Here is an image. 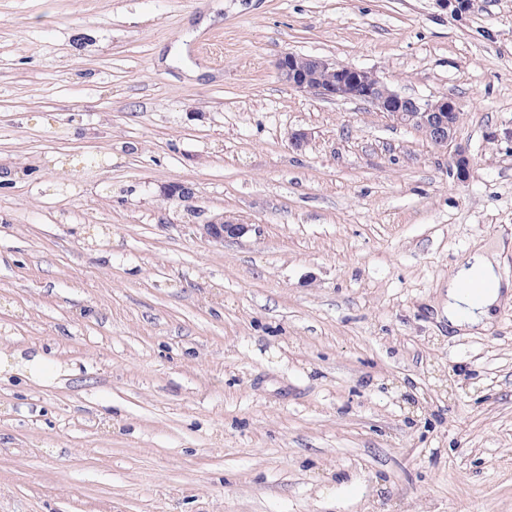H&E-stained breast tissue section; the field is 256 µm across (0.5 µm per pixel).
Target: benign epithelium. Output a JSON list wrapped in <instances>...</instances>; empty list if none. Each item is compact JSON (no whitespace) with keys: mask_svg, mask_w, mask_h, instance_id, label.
Returning <instances> with one entry per match:
<instances>
[{"mask_svg":"<svg viewBox=\"0 0 512 512\" xmlns=\"http://www.w3.org/2000/svg\"><path fill=\"white\" fill-rule=\"evenodd\" d=\"M276 70L280 80L292 89L313 92L328 100L370 103L390 121L423 133L438 147L445 148L454 139L460 109L451 97L422 101L403 96L369 70L322 57L306 56L300 63L297 55L285 53L278 58ZM470 164L466 150L455 147L451 170L458 181L467 179ZM251 230L252 225L227 216L202 225L204 237L216 242L239 239Z\"/></svg>","mask_w":512,"mask_h":512,"instance_id":"1","label":"benign epithelium"}]
</instances>
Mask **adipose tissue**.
<instances>
[{"instance_id":"ef3b65f1","label":"adipose tissue","mask_w":512,"mask_h":512,"mask_svg":"<svg viewBox=\"0 0 512 512\" xmlns=\"http://www.w3.org/2000/svg\"><path fill=\"white\" fill-rule=\"evenodd\" d=\"M504 240L478 244L465 255L448 281V324L487 328L493 310L512 299V279L500 272V257L511 249Z\"/></svg>"}]
</instances>
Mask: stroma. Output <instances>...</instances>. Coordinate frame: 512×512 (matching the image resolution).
I'll return each mask as SVG.
<instances>
[{
    "instance_id": "obj_1",
    "label": "stroma",
    "mask_w": 512,
    "mask_h": 512,
    "mask_svg": "<svg viewBox=\"0 0 512 512\" xmlns=\"http://www.w3.org/2000/svg\"><path fill=\"white\" fill-rule=\"evenodd\" d=\"M287 52L455 98L467 181ZM510 130L512 0H0V512H512V302L448 328ZM202 225V232L205 238L216 242L236 240L250 232V224H245L237 219L222 216Z\"/></svg>"
}]
</instances>
